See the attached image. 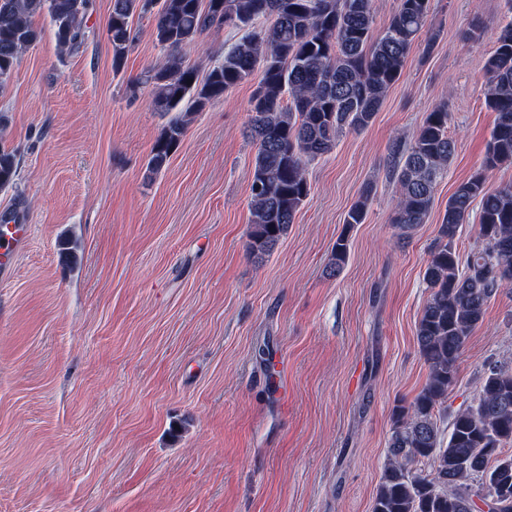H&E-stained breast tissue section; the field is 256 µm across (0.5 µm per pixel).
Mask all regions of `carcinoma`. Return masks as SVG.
<instances>
[{"label":"carcinoma","instance_id":"obj_1","mask_svg":"<svg viewBox=\"0 0 512 512\" xmlns=\"http://www.w3.org/2000/svg\"><path fill=\"white\" fill-rule=\"evenodd\" d=\"M92 0H0V84L41 31L33 18L49 17L60 51L79 50ZM430 0H399L389 25L372 34L375 0H110L106 35L112 68L121 70L135 39L133 19L153 17V37L165 60L148 69L150 106L166 119L153 143L148 173L167 165L191 114L230 88L256 81L246 135L255 146L250 185L247 252L270 256L308 197V163L330 153L346 129L369 125L426 26ZM267 24L256 26L259 20ZM243 35L223 60L199 77L185 50L221 25ZM484 99L495 126L482 170L448 197L436 243L423 272L429 290L416 325L428 378L413 401L394 408L388 459L372 512H475L484 489L498 512H512V367L484 373L473 403L459 409L448 431L438 421L456 383L461 353L492 299L512 288V184L488 186L486 171L512 162V18L500 26L486 62ZM455 142L448 106H435L410 141L396 147L393 172L399 198L392 223L406 237L428 221L434 189L448 175ZM19 161L0 146V188L12 185ZM368 196L348 210V227L364 223ZM482 246L461 261L456 242L473 204ZM348 256L337 239L331 274ZM426 462L428 470L413 468Z\"/></svg>","mask_w":512,"mask_h":512}]
</instances>
